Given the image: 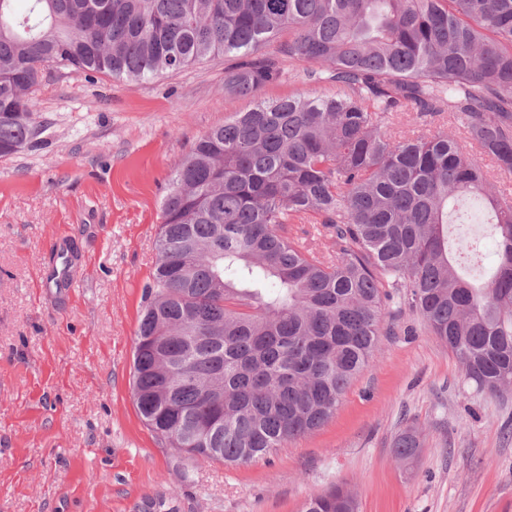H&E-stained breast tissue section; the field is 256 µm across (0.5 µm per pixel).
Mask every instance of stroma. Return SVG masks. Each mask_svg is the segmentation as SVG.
Listing matches in <instances>:
<instances>
[{"label":"stroma","mask_w":512,"mask_h":512,"mask_svg":"<svg viewBox=\"0 0 512 512\" xmlns=\"http://www.w3.org/2000/svg\"><path fill=\"white\" fill-rule=\"evenodd\" d=\"M223 59L130 84L45 71L33 144L0 157V512H300L340 485L358 512H512V392L477 391L392 292L370 368L314 432L238 466L159 441L132 397L161 201L191 145L256 99L334 95L284 62L259 97L224 91ZM66 237L71 294L45 289ZM418 434L412 463L400 431ZM420 443L413 429L400 432L394 440L393 451L403 461H412L418 453Z\"/></svg>","instance_id":"stroma-1"}]
</instances>
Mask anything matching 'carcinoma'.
<instances>
[{"instance_id": "obj_1", "label": "carcinoma", "mask_w": 512, "mask_h": 512, "mask_svg": "<svg viewBox=\"0 0 512 512\" xmlns=\"http://www.w3.org/2000/svg\"><path fill=\"white\" fill-rule=\"evenodd\" d=\"M0 0V156L33 141L27 93L49 66L136 83L223 55L224 91L282 80L335 96L259 99L201 136L161 202L144 286L133 394L155 436L203 462L247 463L328 422L371 366L388 289L456 356L477 390L512 385V0ZM448 115L470 149L402 112ZM470 199L492 218L497 264L455 269L448 225ZM321 224L336 252L293 224ZM455 254L482 256L481 237ZM420 448L407 429L403 461ZM301 512H357L339 486ZM283 68L285 72L283 80L262 89L259 96L261 99L274 101L279 98L288 97V95L303 93L329 96L336 95V86L305 83L297 77H294L296 73L302 70L303 65L301 63L288 62V59H286L283 62Z\"/></svg>"}]
</instances>
